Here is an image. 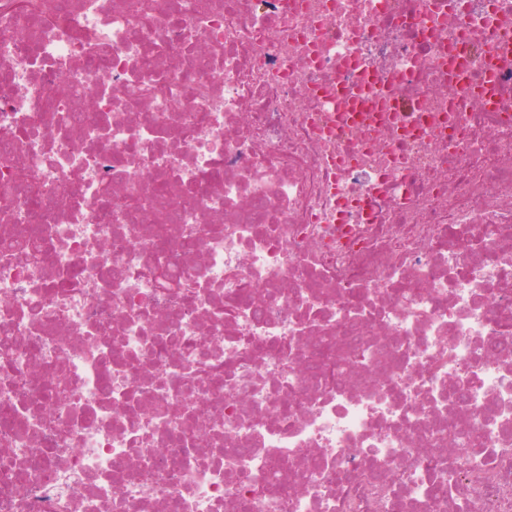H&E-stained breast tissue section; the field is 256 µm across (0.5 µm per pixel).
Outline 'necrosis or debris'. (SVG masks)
<instances>
[{
    "label": "necrosis or debris",
    "instance_id": "4bbe7bcc",
    "mask_svg": "<svg viewBox=\"0 0 512 512\" xmlns=\"http://www.w3.org/2000/svg\"><path fill=\"white\" fill-rule=\"evenodd\" d=\"M47 2L0 0V512H512V0Z\"/></svg>",
    "mask_w": 512,
    "mask_h": 512
}]
</instances>
